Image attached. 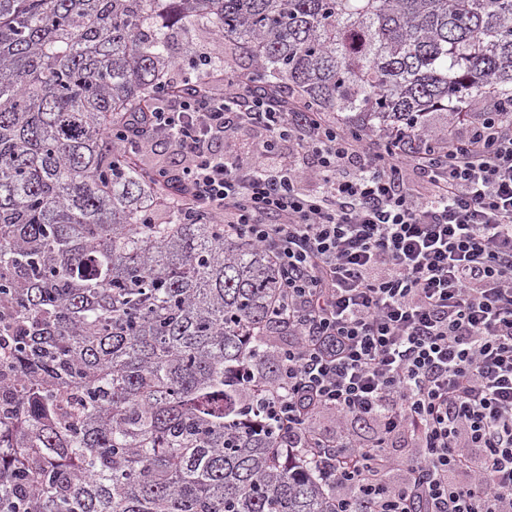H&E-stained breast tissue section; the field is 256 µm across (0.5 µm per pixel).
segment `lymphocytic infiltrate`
<instances>
[{"label": "lymphocytic infiltrate", "instance_id": "obj_1", "mask_svg": "<svg viewBox=\"0 0 512 512\" xmlns=\"http://www.w3.org/2000/svg\"><path fill=\"white\" fill-rule=\"evenodd\" d=\"M243 86L210 76L112 136L165 147L185 218L210 216L275 258L288 345L267 417L340 512H512V120L475 124L443 156L379 150L319 117L292 120L297 104L273 92L239 109ZM254 124L261 151L226 161L225 133ZM322 414L334 433L317 428Z\"/></svg>", "mask_w": 512, "mask_h": 512}]
</instances>
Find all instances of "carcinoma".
Returning <instances> with one entry per match:
<instances>
[{
  "label": "carcinoma",
  "mask_w": 512,
  "mask_h": 512,
  "mask_svg": "<svg viewBox=\"0 0 512 512\" xmlns=\"http://www.w3.org/2000/svg\"><path fill=\"white\" fill-rule=\"evenodd\" d=\"M205 25L214 70L388 147L512 118V0H0V512H336L261 416L272 255L112 142Z\"/></svg>",
  "instance_id": "obj_1"
}]
</instances>
